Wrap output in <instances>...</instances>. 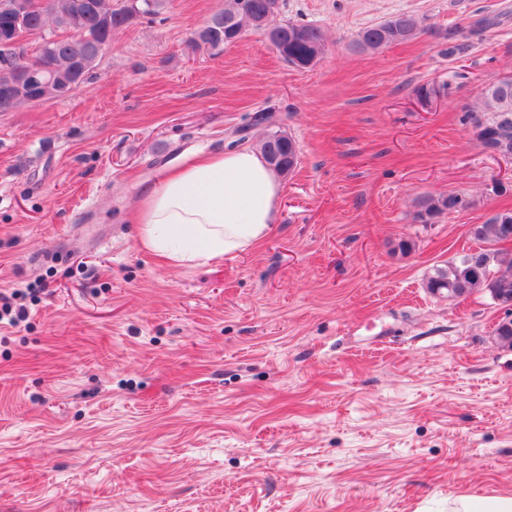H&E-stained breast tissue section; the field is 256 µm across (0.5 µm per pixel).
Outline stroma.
I'll list each match as a JSON object with an SVG mask.
<instances>
[{
    "instance_id": "1",
    "label": "stroma",
    "mask_w": 512,
    "mask_h": 512,
    "mask_svg": "<svg viewBox=\"0 0 512 512\" xmlns=\"http://www.w3.org/2000/svg\"><path fill=\"white\" fill-rule=\"evenodd\" d=\"M224 0L115 33L67 99L0 112V512H448L512 496V348L489 294H430L512 209V160L462 116L512 72V0H280L320 26L311 69L259 33L193 50ZM426 27L375 53L364 27ZM494 18L449 60L448 27ZM300 148L268 236L173 266L129 216L199 151ZM469 209L422 222L448 193ZM410 253H401V241ZM472 202L456 193H448V195L439 197H425L419 202V216L421 218L431 219L438 215L452 212H460L471 207ZM17 296L16 292L10 295L0 293V324L14 327L27 320L29 311L24 305L14 302ZM448 512H512V496L462 495L448 502Z\"/></svg>"
}]
</instances>
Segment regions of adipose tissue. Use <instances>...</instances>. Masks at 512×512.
<instances>
[{
	"mask_svg": "<svg viewBox=\"0 0 512 512\" xmlns=\"http://www.w3.org/2000/svg\"><path fill=\"white\" fill-rule=\"evenodd\" d=\"M281 185L262 153H198L167 169L131 215L143 248L170 264L219 262L262 240Z\"/></svg>",
	"mask_w": 512,
	"mask_h": 512,
	"instance_id": "ef3b65f1",
	"label": "adipose tissue"
}]
</instances>
